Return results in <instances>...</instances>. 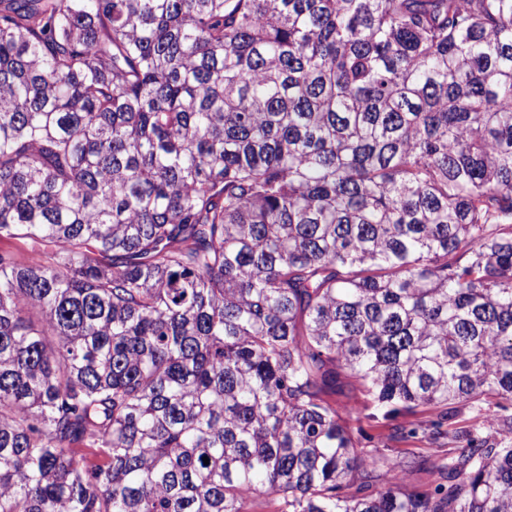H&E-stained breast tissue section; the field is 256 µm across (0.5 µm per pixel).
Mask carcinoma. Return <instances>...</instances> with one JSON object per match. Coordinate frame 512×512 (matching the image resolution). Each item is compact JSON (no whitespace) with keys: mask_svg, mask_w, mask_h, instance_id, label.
Here are the masks:
<instances>
[{"mask_svg":"<svg viewBox=\"0 0 512 512\" xmlns=\"http://www.w3.org/2000/svg\"><path fill=\"white\" fill-rule=\"evenodd\" d=\"M3 239L0 512H512V0H0ZM325 399L336 406L343 416L349 417L348 424L352 434L359 442L360 448H365L371 454H386L403 456L415 452L434 459L448 453V444H431L419 434L415 438H403L396 428L406 429L424 424L433 417V412L419 408L415 412L402 411L393 418L383 415L389 407L381 406L372 395H369L359 382L349 376H341V385L336 392H328Z\"/></svg>","mask_w":512,"mask_h":512,"instance_id":"carcinoma-1","label":"carcinoma"}]
</instances>
